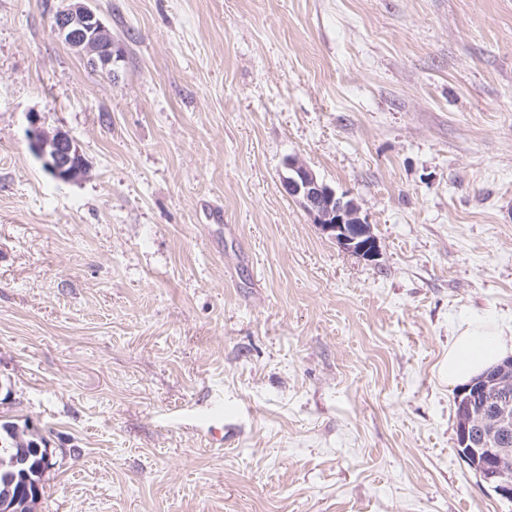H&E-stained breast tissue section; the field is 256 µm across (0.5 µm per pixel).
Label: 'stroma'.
<instances>
[{
	"label": "stroma",
	"instance_id": "1",
	"mask_svg": "<svg viewBox=\"0 0 512 512\" xmlns=\"http://www.w3.org/2000/svg\"><path fill=\"white\" fill-rule=\"evenodd\" d=\"M63 5L0 0V422L52 455L35 512H512L439 375L470 320L512 330V0H94L115 79ZM69 2L53 16V31L68 45L87 59L90 66L108 70L114 55L106 53L112 48L107 40V27L89 0H68ZM31 149L43 159L44 165L62 180H75L88 174V168L76 141L67 133L46 134L38 125L36 115L30 116L28 130ZM288 173L281 181L288 196L299 199L323 232L329 234L345 250L372 261L377 257V241L370 224L359 216L352 200L336 195L335 190L320 182L308 166L299 159L287 163Z\"/></svg>",
	"mask_w": 512,
	"mask_h": 512
}]
</instances>
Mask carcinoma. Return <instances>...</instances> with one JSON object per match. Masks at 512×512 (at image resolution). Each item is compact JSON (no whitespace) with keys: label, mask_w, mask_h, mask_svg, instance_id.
<instances>
[{"label":"carcinoma","mask_w":512,"mask_h":512,"mask_svg":"<svg viewBox=\"0 0 512 512\" xmlns=\"http://www.w3.org/2000/svg\"><path fill=\"white\" fill-rule=\"evenodd\" d=\"M38 447H44V437L9 422L0 424V496L22 493L26 503H18L17 508L28 512L43 494L41 477L49 469L43 457L31 454Z\"/></svg>","instance_id":"cac0c4a2"}]
</instances>
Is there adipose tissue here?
<instances>
[{"label": "adipose tissue", "instance_id": "obj_1", "mask_svg": "<svg viewBox=\"0 0 512 512\" xmlns=\"http://www.w3.org/2000/svg\"><path fill=\"white\" fill-rule=\"evenodd\" d=\"M512 353V336L492 324L475 321L455 337L441 366L449 386H464Z\"/></svg>", "mask_w": 512, "mask_h": 512}]
</instances>
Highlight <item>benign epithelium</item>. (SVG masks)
I'll list each match as a JSON object with an SVG mask.
<instances>
[{
	"label": "benign epithelium",
	"instance_id": "7a95c632",
	"mask_svg": "<svg viewBox=\"0 0 512 512\" xmlns=\"http://www.w3.org/2000/svg\"><path fill=\"white\" fill-rule=\"evenodd\" d=\"M53 31L79 50L89 65L109 69L113 63L107 55L112 48V41L106 38L107 27L90 0H68L53 18ZM28 134L31 149L57 178L68 181L88 174L80 148L70 135L46 134L35 115L30 116ZM287 169L282 190L300 200L314 222L341 247L367 261L374 260L376 238L354 202L337 196L299 159L289 160ZM460 396L467 414L457 428L462 454L501 498L512 501V479L506 478L512 470V448L505 447L512 434V360L502 363L493 376L475 380Z\"/></svg>",
	"mask_w": 512,
	"mask_h": 512
}]
</instances>
